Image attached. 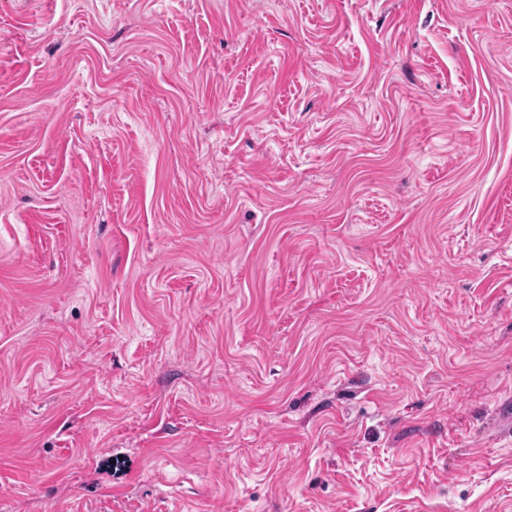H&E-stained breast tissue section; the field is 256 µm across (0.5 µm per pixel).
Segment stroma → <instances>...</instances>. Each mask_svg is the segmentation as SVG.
<instances>
[{"mask_svg": "<svg viewBox=\"0 0 512 512\" xmlns=\"http://www.w3.org/2000/svg\"><path fill=\"white\" fill-rule=\"evenodd\" d=\"M512 0H0V512H512Z\"/></svg>", "mask_w": 512, "mask_h": 512, "instance_id": "stroma-1", "label": "stroma"}]
</instances>
